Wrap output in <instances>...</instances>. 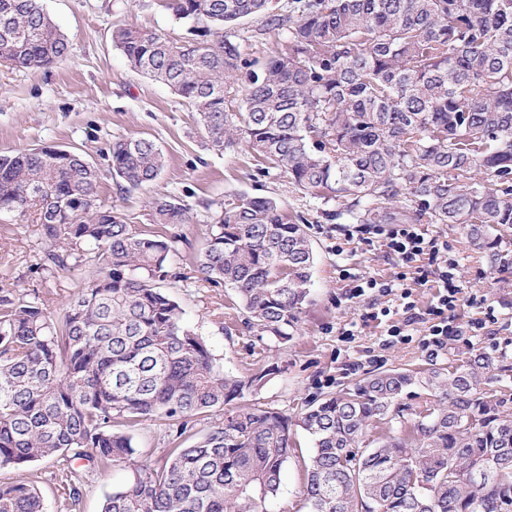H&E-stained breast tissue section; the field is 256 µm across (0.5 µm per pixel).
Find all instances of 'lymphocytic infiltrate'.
<instances>
[{
    "mask_svg": "<svg viewBox=\"0 0 512 512\" xmlns=\"http://www.w3.org/2000/svg\"><path fill=\"white\" fill-rule=\"evenodd\" d=\"M389 253L402 265L414 268L418 285H432L434 294L425 309H418L411 288L402 286L399 280L377 281L352 278L348 297L360 300L367 294L380 297L397 296L396 307H383L372 312V319L387 322L386 333L391 337L408 338V328L422 321L428 325L427 345L432 351L447 347L453 330L450 326L460 299L457 284V261L448 259V244L439 237L429 235L416 224H398L391 228H378ZM428 258L429 266H421V258Z\"/></svg>",
    "mask_w": 512,
    "mask_h": 512,
    "instance_id": "1",
    "label": "lymphocytic infiltrate"
}]
</instances>
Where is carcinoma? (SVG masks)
<instances>
[{
	"label": "carcinoma",
	"mask_w": 512,
	"mask_h": 512,
	"mask_svg": "<svg viewBox=\"0 0 512 512\" xmlns=\"http://www.w3.org/2000/svg\"><path fill=\"white\" fill-rule=\"evenodd\" d=\"M167 0L186 24L170 41L117 27L133 70L195 110L211 146L239 143L299 190L336 203L356 224H456L498 269L512 229V0ZM262 15L288 31V51L242 57L224 30ZM70 44L40 0H0V66L40 68ZM111 174L139 187L165 157L154 141L112 143ZM99 170L55 146L0 153V215L39 202L45 260L87 257L95 275L63 315L0 291V471L83 460L133 475L101 512H269L292 455L293 418L246 393L278 372L224 373L164 289L172 246L96 205ZM156 224H185L174 196L150 201ZM314 253L302 224L269 197L224 201L200 263L236 290L248 324L283 340L309 302ZM492 360L368 374L299 413L312 451L309 512H507L512 507V387L494 388ZM418 387L412 428L362 448ZM224 412L208 432L195 416ZM173 432L164 463H135L129 429ZM0 512H46L40 492L0 482Z\"/></svg>",
	"instance_id": "cac0c4a2"
}]
</instances>
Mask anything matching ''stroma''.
<instances>
[{
  "label": "stroma",
  "instance_id": "35a3bbf8",
  "mask_svg": "<svg viewBox=\"0 0 512 512\" xmlns=\"http://www.w3.org/2000/svg\"><path fill=\"white\" fill-rule=\"evenodd\" d=\"M43 8L68 38L66 61L36 69L0 66V152L52 145L82 153L102 172L97 203L122 214L165 239L176 250L166 285L184 312L185 321L214 350L225 373L247 377L269 364L278 374L249 392V399L296 415L307 401L349 387L366 373L394 367L447 365L484 353L494 368H512V269L493 271L486 254L476 250L463 232L445 224L428 225L430 235L447 241L458 263L463 289L454 324L451 351L431 354L423 344L425 323L411 327L412 339L392 342L384 328L367 319V302L348 298L342 270L366 278L388 279L398 266L388 255L371 224H339L336 205L297 190L281 169L272 167L245 147L213 150L191 107L167 85L134 71L112 43L117 26L147 28L172 41L185 28L167 9L165 0H41ZM256 16L229 29L244 57L265 60L288 48V33L267 31ZM145 137L162 150L166 165L152 184L125 190L109 172V148L126 137ZM174 195L190 209L186 224H155L149 202ZM233 195L271 197L309 234L313 251L311 301L289 339L247 328V313L235 291L204 280L200 258L210 228L225 200ZM37 208L25 217H0V289L25 299H39L55 313L82 288L93 273L88 265L67 270L46 267L47 250L36 222ZM487 297L496 322L489 336L471 335L469 322L483 318L471 296ZM356 323L354 340L339 335L344 324ZM138 463L153 467L165 460L169 438L164 427L144 421L133 431ZM296 450L285 463L280 490L269 512H306L303 486L311 441L295 428ZM83 480L78 502H71L64 462L37 461L0 471L2 481H24L42 494L47 512H101L106 492L132 472L128 464L98 472L76 464Z\"/></svg>",
  "mask_w": 512,
  "mask_h": 512
}]
</instances>
